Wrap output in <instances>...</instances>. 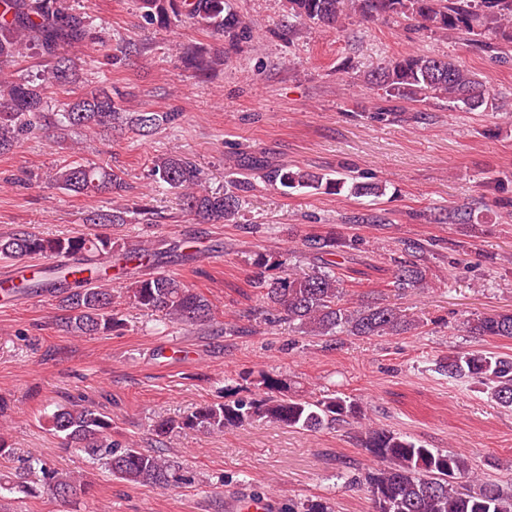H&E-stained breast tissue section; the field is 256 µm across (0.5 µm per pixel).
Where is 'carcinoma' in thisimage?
Instances as JSON below:
<instances>
[{
	"label": "carcinoma",
	"instance_id": "1",
	"mask_svg": "<svg viewBox=\"0 0 512 512\" xmlns=\"http://www.w3.org/2000/svg\"><path fill=\"white\" fill-rule=\"evenodd\" d=\"M139 2L144 18L161 29L176 22L189 23L232 46L251 38L228 0ZM286 8L295 21L313 23L330 32H340L342 24L355 17H393L410 22L424 34L445 38L454 34L486 52L506 54L512 50V0H286ZM90 25V17L73 11L69 0H0V154L13 150L44 127L64 135L72 129L94 133L113 126L149 136L178 120L177 112H123L107 91L68 100L57 112L46 111L48 89L76 81V52ZM32 50L42 58L38 74L25 78L10 73V66ZM182 60L198 77L224 65V57L206 56L199 48L186 51ZM365 84L383 90L390 101L445 99L469 112L493 100L485 84L465 66L421 53L384 58L369 71ZM264 168L268 169V182L285 192L313 189L336 194L346 189L358 197H379L384 192L377 183L332 178L285 164L269 168L261 158L248 154L240 160L238 176L228 181L222 193L210 191L204 170L176 152L154 157L150 172L156 184L178 192L189 214L209 224H236L242 193L252 188L251 172ZM48 183L72 193L112 194V209L94 211L86 222L127 223L119 199L131 186L123 172L72 161L55 169ZM301 245L317 256V264L310 270L295 268L290 249L275 255L258 252L253 264L266 274L251 282L268 310L287 316L298 333L322 339L333 350L349 337L399 336L423 327V321L404 314L390 302L362 300L353 304L345 300L347 291L340 270L342 263L350 260L354 241L328 232L306 235ZM116 248L120 249L118 260L136 268L164 255L151 244H121L98 234L50 237L18 229L0 235L1 259H82L110 256ZM100 272L99 268H89L73 273L70 279L63 270L56 276L48 270L19 282L14 289L28 295L54 296L58 299L59 323L76 336H91L122 325L113 312L114 291L96 281ZM425 279V267L404 260L391 270L389 284L400 295L423 287ZM124 290L136 308L173 324L194 326L213 318L212 304L204 295L164 272L149 277L131 272ZM462 329L471 336L512 339V311L472 314L463 320ZM436 366L448 381L475 385L498 406L512 409V355L487 350L450 351L437 359ZM255 418L318 432L350 421L361 425L366 414L362 403L349 396L334 391L308 397L292 394L281 379L266 375L259 381V393L249 398L207 403L176 423L158 422L153 431L156 442L162 444L176 428L223 432ZM46 423L64 447L86 453L92 462L128 484L167 489L191 482L163 452L140 450L112 438V421L91 404L70 400L57 406ZM360 445L376 463L363 477L373 512H512V488L485 479L458 453L428 448L406 435L373 426L361 430ZM17 462L3 489L19 499L46 493L65 503L86 490L80 476L57 468L47 459L21 457Z\"/></svg>",
	"mask_w": 512,
	"mask_h": 512
}]
</instances>
